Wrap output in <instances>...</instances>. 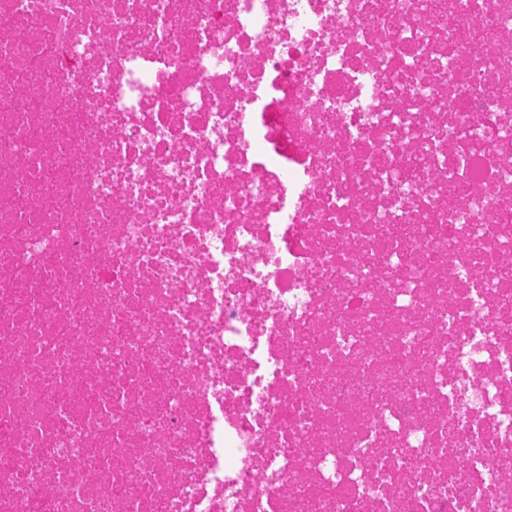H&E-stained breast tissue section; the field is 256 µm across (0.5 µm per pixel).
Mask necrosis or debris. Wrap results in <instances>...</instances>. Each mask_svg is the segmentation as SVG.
Listing matches in <instances>:
<instances>
[{
  "label": "necrosis or debris",
  "mask_w": 512,
  "mask_h": 512,
  "mask_svg": "<svg viewBox=\"0 0 512 512\" xmlns=\"http://www.w3.org/2000/svg\"><path fill=\"white\" fill-rule=\"evenodd\" d=\"M0 512H512V0H0Z\"/></svg>",
  "instance_id": "4bbe7bcc"
}]
</instances>
